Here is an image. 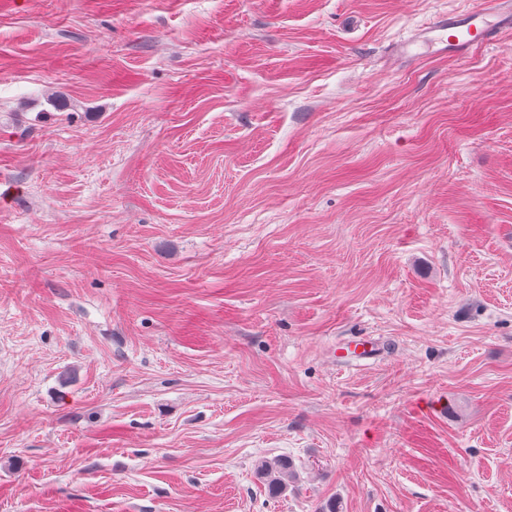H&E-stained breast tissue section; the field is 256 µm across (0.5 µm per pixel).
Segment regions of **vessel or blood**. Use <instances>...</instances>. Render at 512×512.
I'll return each instance as SVG.
<instances>
[{"label": "vessel or blood", "mask_w": 512, "mask_h": 512, "mask_svg": "<svg viewBox=\"0 0 512 512\" xmlns=\"http://www.w3.org/2000/svg\"><path fill=\"white\" fill-rule=\"evenodd\" d=\"M504 29H512V0H479L471 10L435 18L402 42L400 50L405 53L410 46L420 44L461 59L473 49L490 44Z\"/></svg>", "instance_id": "vessel-or-blood-1"}]
</instances>
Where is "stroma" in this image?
<instances>
[{"label": "stroma", "instance_id": "stroma-1", "mask_svg": "<svg viewBox=\"0 0 512 512\" xmlns=\"http://www.w3.org/2000/svg\"><path fill=\"white\" fill-rule=\"evenodd\" d=\"M477 4L0 0V512H512V34L391 57ZM291 463L289 460L275 458L264 460L261 463V470L265 475L268 485V493L274 497L283 487L286 486L285 479L289 476Z\"/></svg>", "mask_w": 512, "mask_h": 512}]
</instances>
